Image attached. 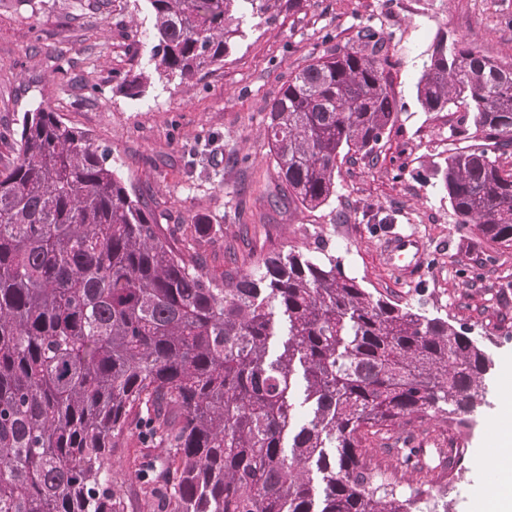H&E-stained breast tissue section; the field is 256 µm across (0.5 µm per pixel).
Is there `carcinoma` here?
I'll return each mask as SVG.
<instances>
[{"label":"carcinoma","instance_id":"obj_1","mask_svg":"<svg viewBox=\"0 0 512 512\" xmlns=\"http://www.w3.org/2000/svg\"><path fill=\"white\" fill-rule=\"evenodd\" d=\"M148 62L187 79L274 8L301 0H147ZM288 78L266 135L288 197L336 195L337 159L373 152L399 116L388 39L366 26ZM426 112L462 106L454 141L512 145V61L440 36L417 82ZM0 170V512H125L124 434L167 448L136 476L155 512H423L426 449L397 421L487 403V352L400 306L330 256L270 252L218 283L166 244L106 151L50 108L23 113ZM457 223L512 247V169L477 145L433 169ZM381 454L411 469L396 489Z\"/></svg>","mask_w":512,"mask_h":512}]
</instances>
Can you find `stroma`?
I'll list each match as a JSON object with an SVG mask.
<instances>
[{"label": "stroma", "mask_w": 512, "mask_h": 512, "mask_svg": "<svg viewBox=\"0 0 512 512\" xmlns=\"http://www.w3.org/2000/svg\"><path fill=\"white\" fill-rule=\"evenodd\" d=\"M366 24L389 38L397 122L374 158L351 152L342 159L327 204L274 202L282 182L265 131L271 102L311 56L336 44L357 47ZM442 32L510 60L512 0H303L247 29L223 62L183 81L159 77L147 63L155 35L147 0H0V169L16 154L12 131L23 112L51 108L109 150L171 245L200 258L208 276L219 281L233 267L249 270L274 249L332 255L372 294L467 328L495 361L494 394L512 377V248L495 246L475 226L458 227L432 177L460 116L456 108L424 111L416 99ZM143 72L142 94L128 96L126 82ZM386 214L396 219L387 232L373 221ZM391 234L423 245L425 262L411 279L383 261ZM494 410L489 403L466 417L462 438L472 455L450 483L448 512L473 510ZM410 429L426 438L431 458L447 450L441 420L395 423L369 443ZM143 455L159 460L165 450L125 436L112 453L113 489L126 512L153 510L132 477Z\"/></svg>", "instance_id": "obj_1"}]
</instances>
